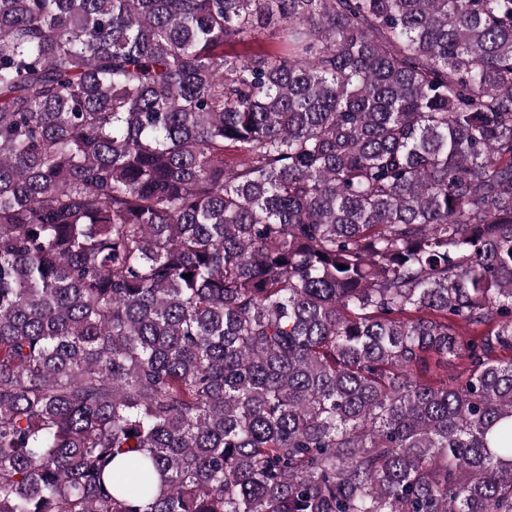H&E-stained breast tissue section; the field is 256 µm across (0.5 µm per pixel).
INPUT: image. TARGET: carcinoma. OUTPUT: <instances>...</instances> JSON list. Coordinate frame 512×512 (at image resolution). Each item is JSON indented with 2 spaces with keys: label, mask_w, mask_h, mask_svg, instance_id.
Listing matches in <instances>:
<instances>
[{
  "label": "carcinoma",
  "mask_w": 512,
  "mask_h": 512,
  "mask_svg": "<svg viewBox=\"0 0 512 512\" xmlns=\"http://www.w3.org/2000/svg\"><path fill=\"white\" fill-rule=\"evenodd\" d=\"M0 512H512V0H0ZM278 48L275 39H265L263 41H245L242 44L224 45V52L239 55L264 54L266 52H274Z\"/></svg>",
  "instance_id": "obj_1"
}]
</instances>
